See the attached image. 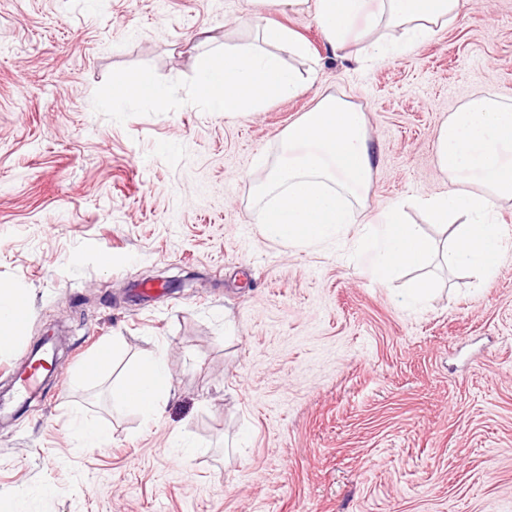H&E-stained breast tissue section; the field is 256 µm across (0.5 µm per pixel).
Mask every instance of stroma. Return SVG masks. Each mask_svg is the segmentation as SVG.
I'll return each instance as SVG.
<instances>
[{
  "instance_id": "35a3bbf8",
  "label": "stroma",
  "mask_w": 512,
  "mask_h": 512,
  "mask_svg": "<svg viewBox=\"0 0 512 512\" xmlns=\"http://www.w3.org/2000/svg\"><path fill=\"white\" fill-rule=\"evenodd\" d=\"M277 19L311 45L292 62L309 81L227 117L197 62L254 42L250 0H0V284L28 301L0 392L67 336L62 382L0 419V512H512V257L486 284L433 263L412 307L371 253L283 246L252 220L281 133L328 95L365 114L367 214L446 191L438 126L477 90L512 101V0H461L370 69L332 54L313 11ZM136 72L163 105L113 99ZM109 342L111 372L83 377ZM161 348V418L113 411L115 375ZM76 415L107 442L81 445Z\"/></svg>"
}]
</instances>
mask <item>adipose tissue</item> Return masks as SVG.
Wrapping results in <instances>:
<instances>
[{
  "instance_id": "ef3b65f1",
  "label": "adipose tissue",
  "mask_w": 512,
  "mask_h": 512,
  "mask_svg": "<svg viewBox=\"0 0 512 512\" xmlns=\"http://www.w3.org/2000/svg\"><path fill=\"white\" fill-rule=\"evenodd\" d=\"M310 2L332 51L344 50L359 19L389 30V37L371 43L369 50H357L361 62L414 50L452 23L458 10V0H275L293 11ZM261 32L263 47L227 49L200 59L198 83L215 111L235 117L297 93L298 79L282 57H308L309 43L269 15L262 19ZM435 155L448 189L422 196L414 205L429 224L452 227L450 245L437 246L419 225L407 223L402 201L377 220L357 222L373 170L365 117L345 100L324 97L289 126L279 158L257 187L261 204L253 219L267 239L304 246L355 225L352 243L373 249V275L383 283L436 259L490 281L512 253V227L498 219L501 205L512 202V103L492 92H476L438 127ZM27 313L26 301L1 285L0 353L13 346ZM144 388L150 399L142 403L134 394ZM171 388L161 350L140 358L113 383L112 405L135 410L150 422L160 415Z\"/></svg>"
}]
</instances>
